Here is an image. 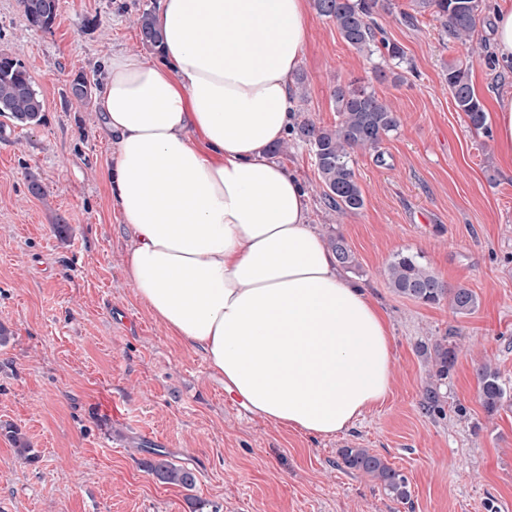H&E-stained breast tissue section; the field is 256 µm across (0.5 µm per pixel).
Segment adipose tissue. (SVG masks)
<instances>
[{"label": "adipose tissue", "instance_id": "obj_1", "mask_svg": "<svg viewBox=\"0 0 512 512\" xmlns=\"http://www.w3.org/2000/svg\"><path fill=\"white\" fill-rule=\"evenodd\" d=\"M158 21L163 63L117 52L103 67L126 277L249 411L344 432L390 391L392 335L270 156L295 121L307 0H159Z\"/></svg>", "mask_w": 512, "mask_h": 512}]
</instances>
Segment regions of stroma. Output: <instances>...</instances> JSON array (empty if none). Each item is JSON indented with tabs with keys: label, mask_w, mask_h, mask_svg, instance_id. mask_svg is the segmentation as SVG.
<instances>
[{
	"label": "stroma",
	"mask_w": 512,
	"mask_h": 512,
	"mask_svg": "<svg viewBox=\"0 0 512 512\" xmlns=\"http://www.w3.org/2000/svg\"><path fill=\"white\" fill-rule=\"evenodd\" d=\"M378 21L399 45L360 53L332 19L310 13L298 67V116L331 128L333 92L359 80L397 112L380 153L356 152L364 206L327 209L307 146L277 160L295 171L322 238L343 235L391 327L392 388L380 406L329 438L277 427L228 395L203 352L173 340L135 296L125 272L134 245L106 192L114 149L97 102L69 96L76 73L95 78L117 51L149 60L138 15L155 0H60L51 29L32 28L20 0H0V54L26 66L45 109L38 126L0 117V512H507L512 507V396L495 414L477 371L497 368L512 392V168L497 134L475 133L448 91L446 68L467 65L483 104L512 90L492 59L495 0L464 42L421 0H389ZM387 76L375 78V68ZM44 188L28 190L30 178ZM421 254L448 287L473 290V314L396 295L386 269ZM447 338L457 359L441 411L425 412L432 366L423 347ZM25 436L31 459L14 451ZM357 443L409 479L411 502L343 467ZM190 469L192 489L159 482L147 451Z\"/></svg>",
	"instance_id": "obj_1"
}]
</instances>
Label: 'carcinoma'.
<instances>
[{"mask_svg":"<svg viewBox=\"0 0 512 512\" xmlns=\"http://www.w3.org/2000/svg\"><path fill=\"white\" fill-rule=\"evenodd\" d=\"M20 4L26 20L35 29H50L59 11V0H20ZM312 6L319 15L336 21L342 39L349 46L359 52H372L379 30L375 20L381 8L379 0H312ZM426 6L442 20L448 35L458 40L471 36L486 9L485 0H427ZM137 26L143 44L160 52L162 37L156 13L143 11ZM447 81L456 108L465 115L470 127L479 133H488L487 113L468 72L458 65L450 66ZM94 86L95 83L80 72L71 81L70 94L77 101H88ZM334 96L340 114L338 125L324 128L304 117L295 123L291 136L309 146L325 205L341 214L355 213L363 207L364 198L352 156L358 150L378 151L383 141L397 132L400 120L375 92L358 81L337 88ZM43 112V100L25 65L12 56L0 54V117L30 127L41 124ZM329 247L339 266L347 270L356 266L355 256L343 235L330 238ZM387 280L398 295L425 305H438L446 300L460 315H468L478 306L473 291L448 287L418 253L396 254L388 264ZM433 352V377L438 382L445 381L455 364V348L449 346L448 337L443 336L435 341ZM478 379L485 410L491 414L497 412L508 397L498 370L484 365L478 371ZM441 402L440 387L425 389L422 402L425 411H436ZM339 456L345 468L377 480L386 494L403 503L410 501L408 478L381 457L357 446L340 449ZM143 465L161 482L184 488L195 485L196 477L190 470L167 460L145 461Z\"/></svg>","mask_w":512,"mask_h":512,"instance_id":"cac0c4a2","label":"carcinoma"}]
</instances>
